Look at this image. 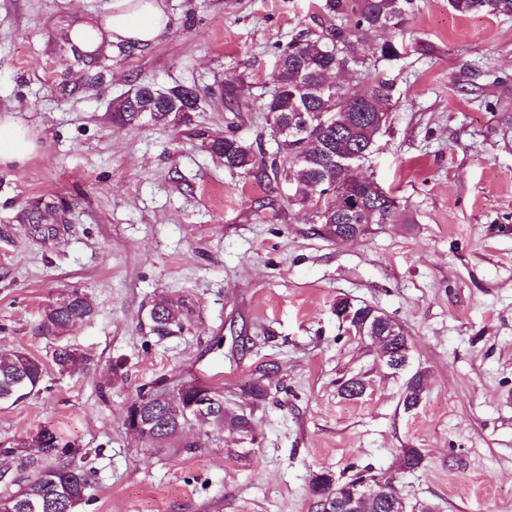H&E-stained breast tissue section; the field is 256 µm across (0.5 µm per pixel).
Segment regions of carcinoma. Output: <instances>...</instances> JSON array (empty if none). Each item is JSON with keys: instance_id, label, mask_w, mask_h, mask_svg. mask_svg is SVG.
Listing matches in <instances>:
<instances>
[{"instance_id": "1", "label": "carcinoma", "mask_w": 512, "mask_h": 512, "mask_svg": "<svg viewBox=\"0 0 512 512\" xmlns=\"http://www.w3.org/2000/svg\"><path fill=\"white\" fill-rule=\"evenodd\" d=\"M415 0H322L320 9L327 16L321 30L303 29L280 50L276 64L274 91L265 96L260 110L270 117L271 130L288 134L277 142L273 155L262 147H253L234 133L203 141L212 156L221 159L229 170H243L275 182H288L294 197L288 206L311 207V223L320 225V233L333 237L343 228L348 240L367 235L374 224L394 221L399 208H383L379 203L385 192L376 182L358 178L356 172L340 165L344 158L356 155L364 162L374 151L380 134L375 123L377 113H390L398 103L396 84L381 69L400 49L407 15ZM448 8L460 15L481 13L493 17H512V0H448ZM343 67L357 79L327 84L324 76ZM155 85L141 83L133 88L135 101L114 98L112 122L133 124L147 117L154 124L187 122L189 113L201 109L200 94L193 87L176 85L165 96L153 95ZM360 321L377 327L371 335L378 340L377 351L396 352L409 337L404 329L392 333L389 315L366 304L353 306ZM95 307L87 294L66 291L45 305L38 332L58 337L74 323L89 320ZM153 331L168 334L182 327L181 310L173 302L156 304L150 310ZM85 356L73 350L63 355L53 350L52 361L61 369L73 367ZM44 364L25 351L0 352V404H15L33 394L42 381ZM365 388L359 377L339 383V393L354 399ZM426 389L425 374L417 371L405 382L402 405L410 411L419 406ZM215 405L194 406L187 396L162 384L138 395L136 401L159 421L180 416L186 426L205 424L218 432L229 429L241 434L252 431L251 415L224 408V394L211 390ZM43 445L29 440L17 449L31 459L46 461L37 474L7 500L3 512H79L90 502L92 469L80 449L61 443L57 435L42 429ZM403 467L415 470L423 466L424 454L418 448L402 449ZM363 476L341 481L329 471L313 474L312 499L328 503L329 512H392L389 499L395 486L387 481L378 494L349 506L351 494Z\"/></svg>"}]
</instances>
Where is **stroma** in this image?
<instances>
[{"label": "stroma", "mask_w": 512, "mask_h": 512, "mask_svg": "<svg viewBox=\"0 0 512 512\" xmlns=\"http://www.w3.org/2000/svg\"><path fill=\"white\" fill-rule=\"evenodd\" d=\"M163 2L173 25L156 44L77 65L60 53L70 27L113 0H0V118L38 144L0 165V352L46 368L38 392L0 405V496L35 474L17 449L47 428L94 467L82 512H310L313 473L366 468L406 512H512V18L416 0L389 66L400 100L360 168L400 212L337 242L287 189L228 170L193 136L233 129L274 152L258 98L280 48L316 29L321 0ZM148 82L199 89L191 126L113 124L112 99ZM228 83L246 110H229ZM38 201L67 206L68 224L20 223ZM69 289L95 316L38 335L42 308ZM340 297L403 326L409 371L427 373L416 409L402 405L409 371L348 333ZM162 299L183 314L165 336L150 320ZM60 345L88 363L59 370ZM356 375L364 396L341 397L339 380ZM159 382L223 392L250 412L251 438L195 425L155 449L124 418ZM406 448L423 467L402 468Z\"/></svg>", "instance_id": "1"}]
</instances>
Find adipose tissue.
<instances>
[{"label":"adipose tissue","instance_id":"obj_1","mask_svg":"<svg viewBox=\"0 0 512 512\" xmlns=\"http://www.w3.org/2000/svg\"><path fill=\"white\" fill-rule=\"evenodd\" d=\"M171 25L170 15L157 0H116L111 12L84 16L69 36L84 52H109L122 44H155ZM35 150L36 140L25 129L7 119L0 121V165L23 163Z\"/></svg>","mask_w":512,"mask_h":512}]
</instances>
